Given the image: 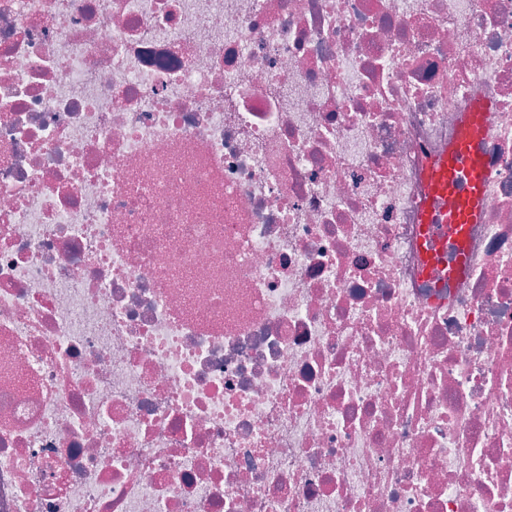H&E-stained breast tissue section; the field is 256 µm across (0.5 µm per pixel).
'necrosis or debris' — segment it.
I'll use <instances>...</instances> for the list:
<instances>
[{
    "label": "necrosis or debris",
    "mask_w": 512,
    "mask_h": 512,
    "mask_svg": "<svg viewBox=\"0 0 512 512\" xmlns=\"http://www.w3.org/2000/svg\"><path fill=\"white\" fill-rule=\"evenodd\" d=\"M0 512H512V0H0ZM488 106L480 101L463 116L460 134L444 154L433 162L424 214L423 234L434 244L454 242L458 251L449 271L452 278L467 269L463 249L466 224L479 218L480 201L489 170L481 152Z\"/></svg>",
    "instance_id": "4bbe7bcc"
}]
</instances>
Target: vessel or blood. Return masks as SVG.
Segmentation results:
<instances>
[{
  "label": "vessel or blood",
  "instance_id": "b4317fda",
  "mask_svg": "<svg viewBox=\"0 0 512 512\" xmlns=\"http://www.w3.org/2000/svg\"><path fill=\"white\" fill-rule=\"evenodd\" d=\"M487 111L485 103L473 104L462 119L458 138L432 167L423 234L436 243L458 244L459 251L449 272L453 278L467 269V255L461 245L467 225L479 218L480 201L489 175L481 152Z\"/></svg>",
  "mask_w": 512,
  "mask_h": 512
}]
</instances>
